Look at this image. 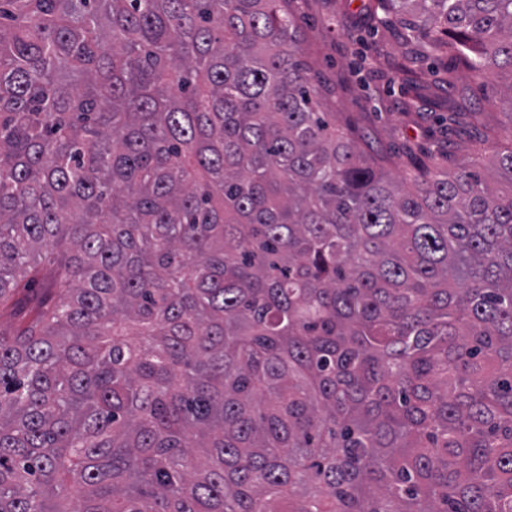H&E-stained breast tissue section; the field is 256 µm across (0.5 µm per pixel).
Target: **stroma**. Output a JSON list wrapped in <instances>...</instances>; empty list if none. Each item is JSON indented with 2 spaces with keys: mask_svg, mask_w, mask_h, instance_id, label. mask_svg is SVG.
<instances>
[{
  "mask_svg": "<svg viewBox=\"0 0 512 512\" xmlns=\"http://www.w3.org/2000/svg\"><path fill=\"white\" fill-rule=\"evenodd\" d=\"M302 31V57L321 87L319 107L348 126L353 138L387 155L386 172L399 178L408 155L448 153L449 165L470 163L472 141L493 128L500 143L512 141V117L504 99L507 78L461 75L454 92L439 88L440 64L422 56L415 64L419 86L405 83L399 66L408 47L404 31L375 0H289ZM461 105L459 123L447 120L439 103Z\"/></svg>",
  "mask_w": 512,
  "mask_h": 512,
  "instance_id": "1",
  "label": "stroma"
}]
</instances>
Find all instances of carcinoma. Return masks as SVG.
<instances>
[{
    "mask_svg": "<svg viewBox=\"0 0 512 512\" xmlns=\"http://www.w3.org/2000/svg\"><path fill=\"white\" fill-rule=\"evenodd\" d=\"M287 3L0 0V512H512V145L394 181Z\"/></svg>",
    "mask_w": 512,
    "mask_h": 512,
    "instance_id": "carcinoma-1",
    "label": "carcinoma"
}]
</instances>
